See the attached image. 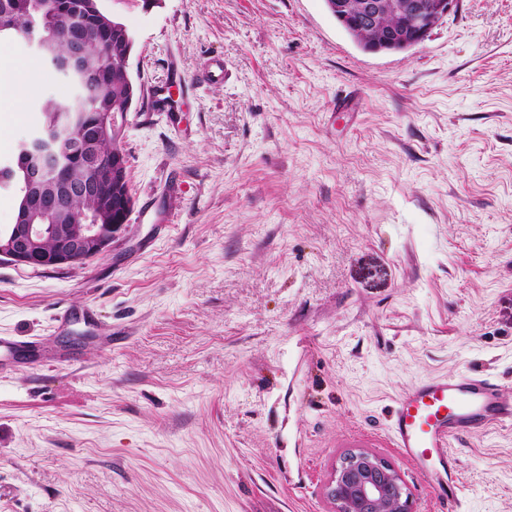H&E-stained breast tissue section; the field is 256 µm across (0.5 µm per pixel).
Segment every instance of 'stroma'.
<instances>
[{
	"label": "stroma",
	"mask_w": 512,
	"mask_h": 512,
	"mask_svg": "<svg viewBox=\"0 0 512 512\" xmlns=\"http://www.w3.org/2000/svg\"><path fill=\"white\" fill-rule=\"evenodd\" d=\"M102 5L136 40L135 206L84 267L0 262V336L37 349L0 360V512H332L355 443L442 512L389 411L468 370L512 396V0L383 54L324 0ZM67 94L45 66L0 99V160ZM454 450L462 512H512V426Z\"/></svg>",
	"instance_id": "35a3bbf8"
}]
</instances>
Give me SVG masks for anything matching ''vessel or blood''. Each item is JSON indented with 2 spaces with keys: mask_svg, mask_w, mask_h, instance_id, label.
Returning a JSON list of instances; mask_svg holds the SVG:
<instances>
[{
  "mask_svg": "<svg viewBox=\"0 0 512 512\" xmlns=\"http://www.w3.org/2000/svg\"><path fill=\"white\" fill-rule=\"evenodd\" d=\"M506 423L512 424V397L487 377L464 372L412 384L391 408L388 439L431 480L440 499L457 508L462 490L454 440Z\"/></svg>",
  "mask_w": 512,
  "mask_h": 512,
  "instance_id": "obj_1",
  "label": "vessel or blood"
}]
</instances>
